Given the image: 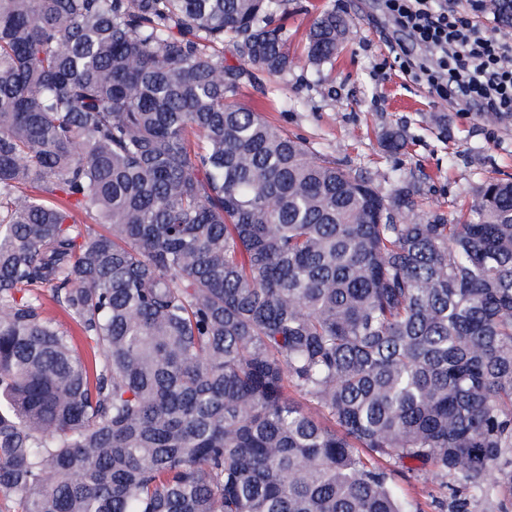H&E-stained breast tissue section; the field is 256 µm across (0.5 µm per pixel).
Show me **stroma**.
Listing matches in <instances>:
<instances>
[{
    "mask_svg": "<svg viewBox=\"0 0 512 512\" xmlns=\"http://www.w3.org/2000/svg\"><path fill=\"white\" fill-rule=\"evenodd\" d=\"M328 9L343 12L351 33L333 62L317 65L304 34L312 17ZM274 17L288 32L292 66L282 78L255 71L239 100L304 138L315 155L370 176L384 190L393 167L415 175L422 199L417 220L433 210L457 215L483 181L512 178V127L477 121L455 100L437 99L413 81L398 59L408 37L383 0H285ZM394 131L406 148L390 155L383 143Z\"/></svg>",
    "mask_w": 512,
    "mask_h": 512,
    "instance_id": "obj_1",
    "label": "stroma"
}]
</instances>
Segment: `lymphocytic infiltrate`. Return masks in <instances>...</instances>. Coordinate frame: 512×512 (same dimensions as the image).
Masks as SVG:
<instances>
[{
    "label": "lymphocytic infiltrate",
    "mask_w": 512,
    "mask_h": 512,
    "mask_svg": "<svg viewBox=\"0 0 512 512\" xmlns=\"http://www.w3.org/2000/svg\"><path fill=\"white\" fill-rule=\"evenodd\" d=\"M400 30L423 46L427 63H406L436 98L454 97L482 112L512 113V36L480 25L446 0H384Z\"/></svg>",
    "instance_id": "lymphocytic-infiltrate-1"
}]
</instances>
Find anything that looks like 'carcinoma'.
Returning <instances> with one entry per match:
<instances>
[{"label":"carcinoma","instance_id":"carcinoma-1","mask_svg":"<svg viewBox=\"0 0 512 512\" xmlns=\"http://www.w3.org/2000/svg\"><path fill=\"white\" fill-rule=\"evenodd\" d=\"M271 2L0 0L17 512H424L397 479L426 469L438 512H512V182L409 221L413 176L238 102L292 63ZM349 33L319 13L308 57Z\"/></svg>","mask_w":512,"mask_h":512}]
</instances>
